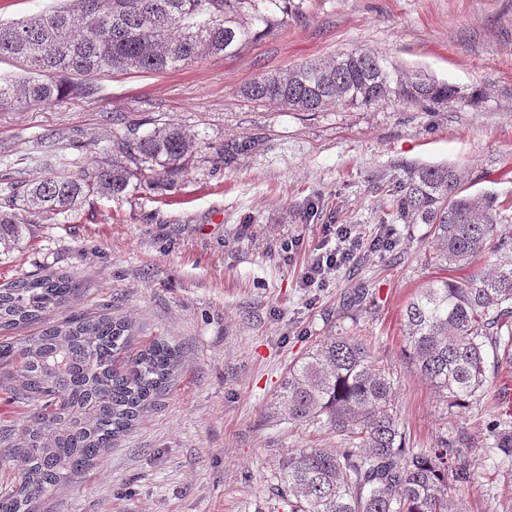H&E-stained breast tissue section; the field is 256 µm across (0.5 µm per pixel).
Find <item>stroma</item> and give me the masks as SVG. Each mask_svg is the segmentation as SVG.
Returning <instances> with one entry per match:
<instances>
[{
    "mask_svg": "<svg viewBox=\"0 0 512 512\" xmlns=\"http://www.w3.org/2000/svg\"><path fill=\"white\" fill-rule=\"evenodd\" d=\"M360 48L458 94L431 109L392 100L319 112L242 94L259 75ZM96 84L93 99L0 108V162L61 130L82 143L84 166L117 126L149 118L182 125L203 151L174 186L133 185L33 219L29 244L0 258V286L67 272L81 292L54 319L108 305L133 322L134 349L159 336L181 358L167 392L40 512H277L278 459L340 445L322 424L275 409L289 363L331 334L368 337L411 447L497 422L492 409L449 407L405 355L403 310L438 274L428 225L394 224L395 248L358 252L328 287L300 276L323 225L373 238L388 206L377 182L411 166L461 168L470 193L512 206V0H317L238 56ZM231 142L246 149L227 163ZM472 468L467 512H512V464L488 444Z\"/></svg>",
    "mask_w": 512,
    "mask_h": 512,
    "instance_id": "stroma-1",
    "label": "stroma"
}]
</instances>
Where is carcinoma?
Instances as JSON below:
<instances>
[{
    "mask_svg": "<svg viewBox=\"0 0 512 512\" xmlns=\"http://www.w3.org/2000/svg\"><path fill=\"white\" fill-rule=\"evenodd\" d=\"M312 0H64L23 19L0 20V58L29 74L0 79V108L97 93L94 79L136 70L164 73L210 57H234L261 35L288 31ZM297 112L370 106L388 100L428 107L455 96L446 83L408 75L363 50L322 63L264 74L243 90ZM133 124L115 135L92 167L0 170V255L12 253L32 215L50 219L92 195L121 196L133 181L170 185L198 153L195 136L163 123ZM455 167H413L386 190L391 215L430 225L441 275L418 290L403 313V335L417 372L465 408L486 397L488 359L512 362V259L489 273H463L485 253L512 252V214L492 194L466 192ZM460 276H452L454 272ZM79 288L67 273L20 278L0 288V331L38 323L71 303ZM134 325L111 313L74 314L36 336L0 340V389L29 408L18 430H0L13 462L0 488V512H31L80 477L141 412L167 390L180 350L163 338L130 354ZM293 424L320 421L343 448H302L282 457L276 497L288 512H462L473 484L466 450L488 437L512 458V423L406 447L390 373L372 360L367 339L326 336L290 364L279 394Z\"/></svg>",
    "mask_w": 512,
    "mask_h": 512,
    "instance_id": "obj_1",
    "label": "carcinoma"
}]
</instances>
